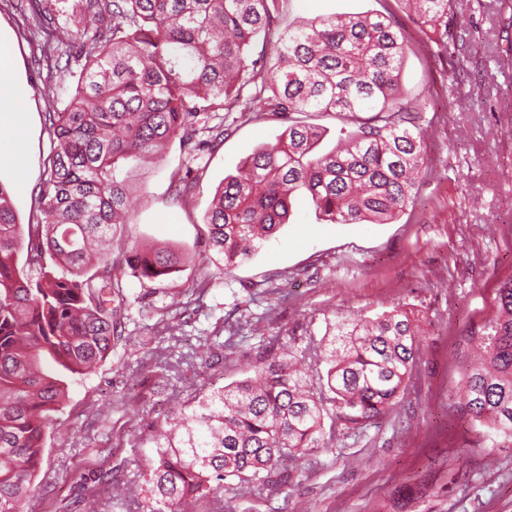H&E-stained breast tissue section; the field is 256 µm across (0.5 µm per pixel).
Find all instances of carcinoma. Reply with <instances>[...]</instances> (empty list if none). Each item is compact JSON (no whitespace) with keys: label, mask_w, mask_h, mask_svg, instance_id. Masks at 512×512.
Returning a JSON list of instances; mask_svg holds the SVG:
<instances>
[{"label":"carcinoma","mask_w":512,"mask_h":512,"mask_svg":"<svg viewBox=\"0 0 512 512\" xmlns=\"http://www.w3.org/2000/svg\"><path fill=\"white\" fill-rule=\"evenodd\" d=\"M66 2L45 0L35 18L47 26L48 51L65 45L84 58L68 104L46 113L54 140L42 218L20 224L0 182V512H23L57 428L67 385L49 365L94 370L122 340V279L161 283L193 262L171 248L112 251L137 163L174 138L186 147L200 132L224 140V122L213 123L221 112L288 120L276 143L256 147L224 177L204 214L209 249L226 273L288 223L298 194L331 224H388L414 206L428 174L419 109L401 88L409 46L392 17L329 15L284 30L276 63L265 68L250 49L273 30L277 0H73L63 12ZM408 2L448 59L466 40L454 0ZM299 112L331 113L357 129L319 153L323 132L296 120ZM194 188L172 181L173 201L188 202ZM211 287L205 278L169 308L185 309ZM493 308L458 349L454 396L495 448L512 443V277L495 289ZM219 338L197 337L201 357L224 348ZM420 352L418 330L396 308L329 323L300 348L265 347L247 377L163 411L148 436L129 442L151 444L152 454L146 495L125 505L188 512L221 502L232 486L261 492L291 479L302 460L334 443L336 427L354 430L392 412L414 385ZM82 490L76 505L115 500L109 472Z\"/></svg>","instance_id":"1"}]
</instances>
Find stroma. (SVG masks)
Wrapping results in <instances>:
<instances>
[{
  "label": "stroma",
  "instance_id": "stroma-1",
  "mask_svg": "<svg viewBox=\"0 0 512 512\" xmlns=\"http://www.w3.org/2000/svg\"><path fill=\"white\" fill-rule=\"evenodd\" d=\"M374 12L398 22L410 50L402 71L408 99L422 104L428 176L417 204L390 224H331L305 195L287 224L228 274L209 262L202 216L216 186L286 123L273 112L225 115L230 130L188 156L172 140L136 182L122 244L167 243L188 253L184 271L154 289L128 277L123 340L86 376L65 374L59 431L47 439L24 512H66L84 477L111 470L115 495L146 469L150 449L128 440L159 411L245 377L248 358L273 338L302 346L308 333L344 316L398 308L418 327L419 377L392 412L336 434L331 450L310 456L291 483L259 494L225 491L224 512H512V447H484L453 397L457 346L493 314L501 282L512 277V7L503 0H455V21L473 39L466 68L454 71L401 0H279L280 29L318 16ZM0 65L29 90L19 160L0 159V182L14 190L21 224L35 222L53 140L49 101L65 107L83 61L70 49L63 69L40 59L38 40L15 0H0ZM24 174L28 191L15 190ZM194 181L188 203L174 204L172 179ZM213 288L191 325L154 331L150 307L203 278ZM278 285L280 295L268 294ZM245 319L240 337L216 363L197 352L200 332Z\"/></svg>",
  "mask_w": 512,
  "mask_h": 512
}]
</instances>
